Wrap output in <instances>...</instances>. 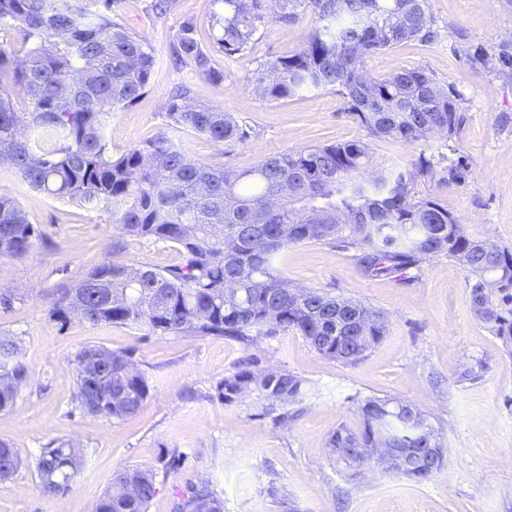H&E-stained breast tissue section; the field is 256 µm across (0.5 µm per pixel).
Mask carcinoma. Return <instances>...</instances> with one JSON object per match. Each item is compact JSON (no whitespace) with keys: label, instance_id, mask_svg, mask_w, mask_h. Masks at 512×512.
<instances>
[{"label":"carcinoma","instance_id":"cac0c4a2","mask_svg":"<svg viewBox=\"0 0 512 512\" xmlns=\"http://www.w3.org/2000/svg\"><path fill=\"white\" fill-rule=\"evenodd\" d=\"M214 14L215 45L243 54L270 18L293 23L304 13L312 26L297 50L261 64L250 92L276 101L312 90L340 95L368 134L406 144L450 139L461 123L459 92L421 69L386 76L368 73L371 56L401 42L436 37L426 0H221ZM21 35V47L0 48V165L28 185L99 211L127 236L168 244L181 255L165 267L108 260L55 291L51 316L66 326H135L153 333L225 336L244 344L252 333L302 336L321 357L354 364L385 336L386 320L360 302L318 289L293 291L273 265L276 253L307 241L345 244L359 251L371 277H404L432 255H445L469 272L474 316L505 346L512 345V251L469 233L461 219L416 191L432 158L420 153L411 170L378 161L361 139L317 145L263 158L244 172L196 162L164 138L113 154L103 136L106 119L137 101L155 65L146 39L131 33L85 0H0V28ZM175 63L211 75L207 50L193 23L171 47ZM168 124L227 145L243 143L250 127L236 113L189 103L176 87ZM29 129L35 136L26 137ZM462 156L446 180H465ZM43 232L28 223L17 201L0 196V258L26 254ZM251 358L224 377L226 404L256 391L263 410L294 403L304 381L289 372L256 371ZM76 407L106 421L136 414L149 395L143 373L122 353L92 345L75 358ZM0 411L12 409L29 378L17 343L0 336ZM358 433L338 428L330 457L385 438L397 448H425L435 432L417 408L384 398L360 407ZM82 457L66 441L40 449L35 468L45 493L65 494ZM24 464L0 440V479ZM157 492L151 470L132 466L112 475L93 512H148ZM187 512H223L208 487L185 502Z\"/></svg>","mask_w":512,"mask_h":512}]
</instances>
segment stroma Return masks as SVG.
<instances>
[{"instance_id":"1","label":"stroma","mask_w":512,"mask_h":512,"mask_svg":"<svg viewBox=\"0 0 512 512\" xmlns=\"http://www.w3.org/2000/svg\"><path fill=\"white\" fill-rule=\"evenodd\" d=\"M150 2L112 0L113 20L144 37L156 58L145 94L113 113L104 128L113 153L166 138L197 162L237 171L267 156L353 139L367 141L375 158L402 166L423 153L432 156L435 171L419 179L420 194L459 216L468 232L512 249V71L484 69L466 57L473 45L493 56L512 46V12L498 0H426L438 40L403 42L368 59L373 75L418 68L460 93L458 133L424 144L370 137L328 90L277 102L249 92L247 79L260 63L301 44L310 15L266 24L246 53L227 57L213 47L212 15L222 9L217 0H173L162 16L151 12ZM187 21L211 50L213 76L177 71L169 60L170 43ZM181 81L192 102L244 118L250 138L228 146L169 127L165 105ZM458 156L469 162L466 181H444L443 168ZM0 195L17 200L47 235L25 256L0 259V292L18 297L0 309V334L19 342L29 367L16 405L0 412V440L30 461L55 440L72 441L84 456L61 496L44 493L30 463L0 480V512H87L113 473L131 466L155 475L148 512H180L189 487L203 482L221 497L224 512H512V351L475 319L468 274L448 257H430L400 280L367 276L357 251L335 244L305 242L275 256L290 285L383 314L385 336L354 365L321 357L292 332L247 346L224 336L76 320L63 326L49 314L53 293L105 259L164 267L181 256L170 246L123 235L105 214L32 190L5 165ZM88 345L126 353L147 377L149 395L133 417L107 421L76 408L75 357ZM249 357L304 380L305 395L283 417L264 414L253 394L233 404L219 398L218 384ZM375 397L413 405L438 430L446 457L429 480L417 483L381 468L359 472L330 458V435L342 426L359 431V407ZM175 454L182 462L172 469L167 462Z\"/></svg>"}]
</instances>
